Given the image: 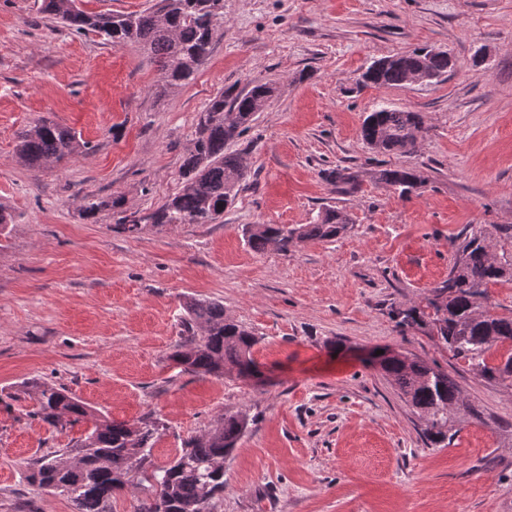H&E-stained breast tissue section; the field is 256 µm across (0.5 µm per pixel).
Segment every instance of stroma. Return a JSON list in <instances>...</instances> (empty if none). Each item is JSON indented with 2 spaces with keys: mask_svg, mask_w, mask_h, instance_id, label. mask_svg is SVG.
Instances as JSON below:
<instances>
[{
  "mask_svg": "<svg viewBox=\"0 0 512 512\" xmlns=\"http://www.w3.org/2000/svg\"><path fill=\"white\" fill-rule=\"evenodd\" d=\"M41 3L0 0V204L15 216L0 240V512H73L23 474L88 425L56 431L30 396L4 405L31 377L114 421L161 418L157 466L225 410L246 411L256 426L224 464L214 512H512V383L476 377L392 316L447 277L448 241L466 225L512 224V0H224L209 57L166 94L137 47L62 28ZM423 46L454 60L440 81L358 89L373 61ZM255 80L276 92L230 145L249 176L219 222L133 236L111 212L85 218L88 195L134 211L178 192L195 113ZM381 105L423 113L415 153L363 143ZM41 117L88 151L29 168L17 135ZM393 165L418 171L417 193L378 182ZM336 167L358 173L357 193L325 180ZM331 206L353 219L332 241L283 255L242 235ZM187 295L223 303L259 337L268 385L173 367ZM375 349L439 364L483 420L426 444L415 410L365 364Z\"/></svg>",
  "mask_w": 512,
  "mask_h": 512,
  "instance_id": "35a3bbf8",
  "label": "stroma"
}]
</instances>
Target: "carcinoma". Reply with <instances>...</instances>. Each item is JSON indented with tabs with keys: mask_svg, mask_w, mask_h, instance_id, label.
Wrapping results in <instances>:
<instances>
[{
	"mask_svg": "<svg viewBox=\"0 0 512 512\" xmlns=\"http://www.w3.org/2000/svg\"><path fill=\"white\" fill-rule=\"evenodd\" d=\"M42 11L76 33L94 31L117 47L139 45L158 64L164 93L194 79L224 23V0H157L154 9L108 14L87 13L76 0H42ZM422 51L421 47L393 55L387 65L374 62L362 75L363 86H403L408 75L422 65L435 80L448 73V54L423 57ZM274 92L272 84L257 81L248 90L220 92L195 113L191 147L180 168V190L142 213L141 220L123 209L121 196L87 195L83 214L94 219L110 210L118 215L116 226L131 235L147 225L216 223L249 173L243 156L228 151V145L249 128ZM424 130L421 113L379 106L365 118L361 138L376 152L406 155L417 150ZM86 150L87 142L73 129L46 119L37 120L18 136L20 159L37 170ZM324 178L346 193L358 191L357 175L348 168L329 170ZM378 180L402 197L423 183L414 170L403 167L379 170ZM349 224L347 212L326 208L311 224H253L242 232L254 251L272 248L286 254L301 242L332 240L345 233ZM450 247L448 278L419 302L398 310L397 326H425L437 345L475 375L488 382H512V350L492 362L495 351L512 345V315L500 316L488 304V286L512 281V225H471L464 237L450 240ZM182 310L184 339L171 355L177 366L199 376L234 371L241 377H254L260 373L253 357L259 339L228 317L222 303L188 297ZM379 368L420 411L423 437L430 445L448 440L460 416L481 418L455 380L435 363L401 353L384 357ZM19 392L35 394L37 407L32 416L56 430L93 420L91 430L74 445L82 455L79 462L67 463L71 452L67 448L35 458L24 475L28 484L66 497L74 512H110L112 498L128 485L145 493L135 512H212L211 502L224 491V461L253 426L245 412L228 411L210 430L184 440L167 465L155 467L152 450L164 429L159 421L146 417L134 424L114 422L95 415L68 390L33 378L23 380Z\"/></svg>",
	"mask_w": 512,
	"mask_h": 512,
	"instance_id": "cac0c4a2",
	"label": "carcinoma"
}]
</instances>
